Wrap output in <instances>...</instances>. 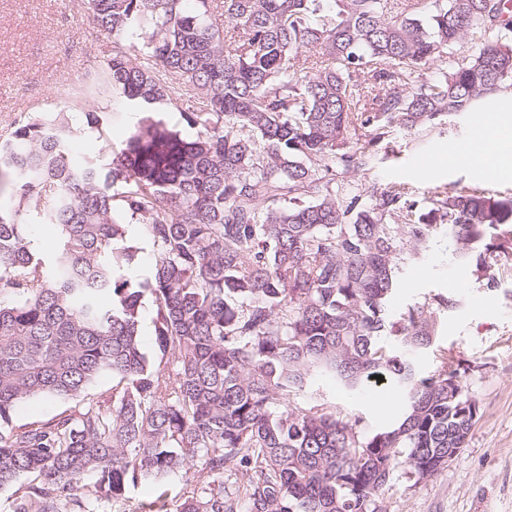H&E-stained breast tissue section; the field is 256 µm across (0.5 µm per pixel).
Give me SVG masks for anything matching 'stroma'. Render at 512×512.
Instances as JSON below:
<instances>
[{"instance_id": "stroma-1", "label": "stroma", "mask_w": 512, "mask_h": 512, "mask_svg": "<svg viewBox=\"0 0 512 512\" xmlns=\"http://www.w3.org/2000/svg\"><path fill=\"white\" fill-rule=\"evenodd\" d=\"M112 49L111 37L94 24L88 0H0V137L19 121L63 106L64 93L85 88ZM91 111L107 113L116 148L139 118L105 93L72 104L73 150L81 161L100 149L96 132L86 125ZM475 118L468 112L427 132H396L392 152H378L368 170L353 176L358 194L391 182L407 183L423 202L436 186L478 182L494 193L512 192V180L490 178L457 160ZM490 261L500 279L492 290L459 259L455 243L438 233L424 252L399 264L389 313L436 293L456 295L455 308L436 314V344L453 352L465 369L480 418L466 447L429 481L414 483L398 470L384 493V512H512V258L497 252ZM291 402L361 414L375 430L396 420L376 408L372 393L342 390L317 371Z\"/></svg>"}]
</instances>
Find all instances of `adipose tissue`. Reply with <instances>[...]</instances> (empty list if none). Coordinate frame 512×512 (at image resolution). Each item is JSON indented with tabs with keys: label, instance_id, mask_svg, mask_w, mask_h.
I'll return each mask as SVG.
<instances>
[{
	"label": "adipose tissue",
	"instance_id": "adipose-tissue-1",
	"mask_svg": "<svg viewBox=\"0 0 512 512\" xmlns=\"http://www.w3.org/2000/svg\"><path fill=\"white\" fill-rule=\"evenodd\" d=\"M480 141L467 144L462 159L477 165L488 176L512 178V113L484 112L479 117Z\"/></svg>",
	"mask_w": 512,
	"mask_h": 512
}]
</instances>
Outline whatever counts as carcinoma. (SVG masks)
Wrapping results in <instances>:
<instances>
[{
    "mask_svg": "<svg viewBox=\"0 0 512 512\" xmlns=\"http://www.w3.org/2000/svg\"><path fill=\"white\" fill-rule=\"evenodd\" d=\"M120 50L100 86L140 114L112 167L71 161L65 109L0 141V488L10 512H101L151 485L147 512H383L397 469L420 483L466 446L480 408L460 364L433 350L437 293L397 316L402 250L441 230L491 290L512 198L349 177L396 131L471 112L512 88L505 0H89ZM224 10V28L211 21ZM472 38L475 53L448 60ZM447 64L439 76L426 70ZM177 105L185 138L151 106ZM106 148L98 112L85 113ZM119 184L120 190L112 192ZM157 247L147 280L154 357L140 342L142 285L128 224ZM59 229L53 262L29 226ZM317 369L346 391L382 377L404 396L393 425L294 406ZM112 391L90 393L100 377ZM73 402L14 423L22 400ZM197 470L200 491L168 480ZM246 481L231 491L226 473Z\"/></svg>",
    "mask_w": 512,
    "mask_h": 512,
    "instance_id": "obj_1",
    "label": "carcinoma"
}]
</instances>
